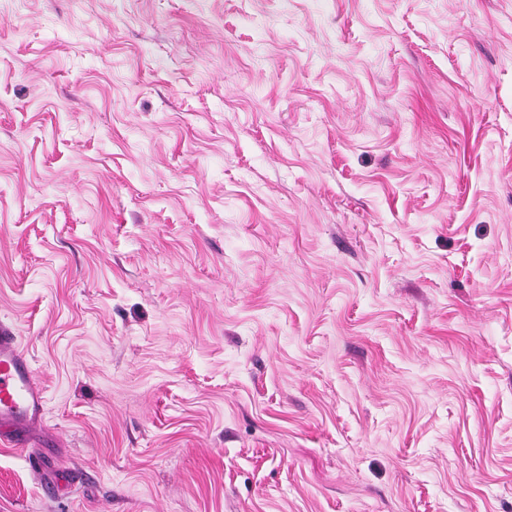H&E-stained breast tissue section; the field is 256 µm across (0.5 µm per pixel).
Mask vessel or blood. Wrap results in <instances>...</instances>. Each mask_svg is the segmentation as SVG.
<instances>
[{
  "label": "vessel or blood",
  "instance_id": "vessel-or-blood-1",
  "mask_svg": "<svg viewBox=\"0 0 512 512\" xmlns=\"http://www.w3.org/2000/svg\"><path fill=\"white\" fill-rule=\"evenodd\" d=\"M45 414V397L35 381L30 358L16 336L0 324V442L24 452L31 467H38L40 451L30 443V428Z\"/></svg>",
  "mask_w": 512,
  "mask_h": 512
}]
</instances>
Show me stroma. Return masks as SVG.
<instances>
[{
	"label": "stroma",
	"instance_id": "obj_1",
	"mask_svg": "<svg viewBox=\"0 0 512 512\" xmlns=\"http://www.w3.org/2000/svg\"><path fill=\"white\" fill-rule=\"evenodd\" d=\"M0 512H512V0H0ZM45 397L35 381L30 358L10 329L0 324V442L20 448L37 471L40 450L31 446L29 430L44 420Z\"/></svg>",
	"mask_w": 512,
	"mask_h": 512
}]
</instances>
